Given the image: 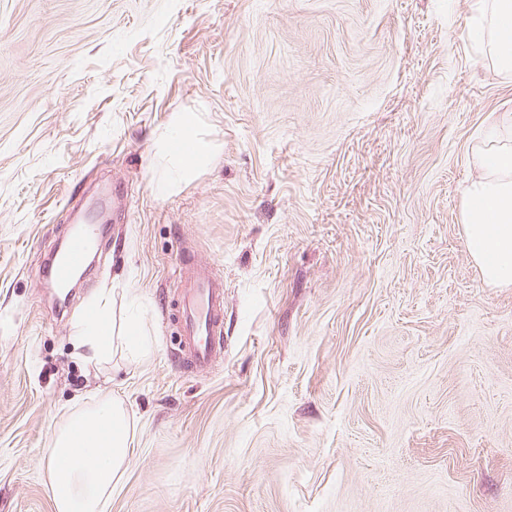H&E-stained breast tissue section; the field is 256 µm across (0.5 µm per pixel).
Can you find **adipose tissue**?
<instances>
[{
    "label": "adipose tissue",
    "mask_w": 512,
    "mask_h": 512,
    "mask_svg": "<svg viewBox=\"0 0 512 512\" xmlns=\"http://www.w3.org/2000/svg\"><path fill=\"white\" fill-rule=\"evenodd\" d=\"M466 23L484 57L512 70V0H474ZM212 150L196 114H178L160 138L164 169L153 182L155 192H174L209 164ZM475 167L462 192L464 246L484 284L512 288V111L494 113L483 128ZM74 341L94 360L118 347L136 358L151 351L142 318L113 326L105 292L92 301ZM132 456L129 416L120 399L103 394L73 409L46 453V489L55 512H105Z\"/></svg>",
    "instance_id": "ef3b65f1"
}]
</instances>
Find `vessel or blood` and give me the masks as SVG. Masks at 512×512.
I'll list each match as a JSON object with an SVG mask.
<instances>
[{"label":"vessel or blood","instance_id":"b4317fda","mask_svg":"<svg viewBox=\"0 0 512 512\" xmlns=\"http://www.w3.org/2000/svg\"><path fill=\"white\" fill-rule=\"evenodd\" d=\"M98 235L97 225H80L44 263V278L50 287L59 289L70 284ZM183 272L174 316L184 337V354L190 367L206 372L224 353V276L213 263L191 258L184 259Z\"/></svg>","mask_w":512,"mask_h":512}]
</instances>
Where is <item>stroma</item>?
<instances>
[{
	"label": "stroma",
	"mask_w": 512,
	"mask_h": 512,
	"mask_svg": "<svg viewBox=\"0 0 512 512\" xmlns=\"http://www.w3.org/2000/svg\"><path fill=\"white\" fill-rule=\"evenodd\" d=\"M472 0H0V512H54L72 407L129 409L107 512H512V288L461 190L512 73ZM194 112L212 163L166 197ZM118 219L66 301L38 276L73 207ZM224 275V361L175 355L182 259ZM152 353L89 362L91 299ZM184 143L192 145L189 153L182 150ZM212 150V144L200 135L196 114H178L160 138L159 155L164 160V169L153 181L155 192L160 196L174 192L209 164Z\"/></svg>",
	"instance_id": "35a3bbf8"
}]
</instances>
